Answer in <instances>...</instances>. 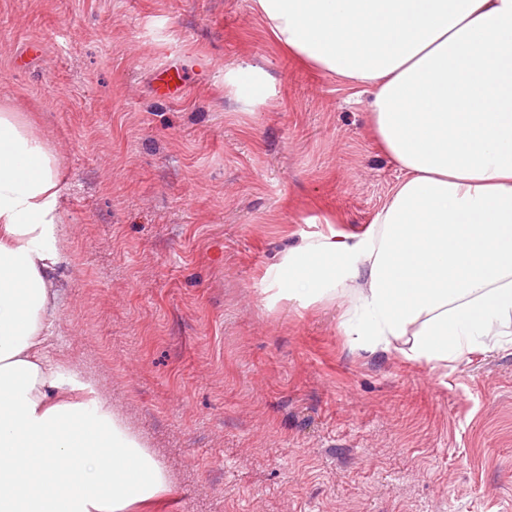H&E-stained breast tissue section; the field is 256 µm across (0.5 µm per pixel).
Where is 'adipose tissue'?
Here are the masks:
<instances>
[{
    "label": "adipose tissue",
    "instance_id": "obj_1",
    "mask_svg": "<svg viewBox=\"0 0 512 512\" xmlns=\"http://www.w3.org/2000/svg\"><path fill=\"white\" fill-rule=\"evenodd\" d=\"M304 67L372 92L403 172L367 229L304 239L273 285L346 294L370 351L445 364L512 344V0H254ZM58 159L0 107V512H155L167 474L91 383L44 353L56 309Z\"/></svg>",
    "mask_w": 512,
    "mask_h": 512
}]
</instances>
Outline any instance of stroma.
Returning a JSON list of instances; mask_svg holds the SVG:
<instances>
[{"mask_svg":"<svg viewBox=\"0 0 512 512\" xmlns=\"http://www.w3.org/2000/svg\"><path fill=\"white\" fill-rule=\"evenodd\" d=\"M19 98L62 173L48 355L165 468L161 512H512V345L410 362L352 342L347 298L271 297L288 245L367 227L401 175L367 94L251 0H0ZM233 78L230 82L237 86V92L242 94L248 88V97L264 96L267 93L268 84L265 81V73L258 67L247 65L245 67L239 66L237 69L232 70ZM246 76L249 84L244 88L241 85V77Z\"/></svg>","mask_w":512,"mask_h":512,"instance_id":"1","label":"stroma"}]
</instances>
